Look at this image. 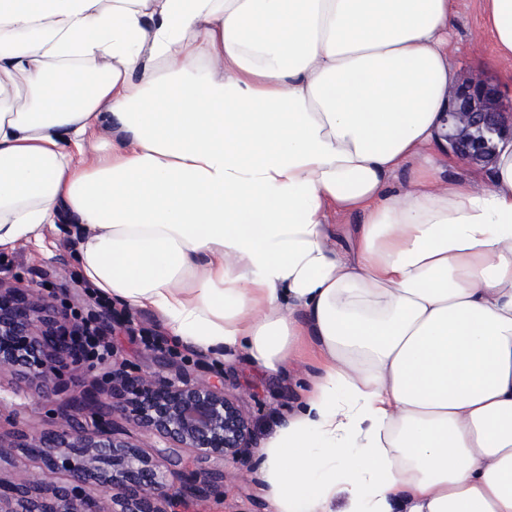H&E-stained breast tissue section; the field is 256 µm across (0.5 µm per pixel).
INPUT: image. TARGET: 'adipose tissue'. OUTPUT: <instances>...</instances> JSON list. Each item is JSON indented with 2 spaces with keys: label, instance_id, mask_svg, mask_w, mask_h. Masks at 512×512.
Returning <instances> with one entry per match:
<instances>
[{
  "label": "adipose tissue",
  "instance_id": "ef3b65f1",
  "mask_svg": "<svg viewBox=\"0 0 512 512\" xmlns=\"http://www.w3.org/2000/svg\"><path fill=\"white\" fill-rule=\"evenodd\" d=\"M484 11L512 61V0ZM454 17L0 0V250L66 221L84 277L174 339L270 372L320 351L263 450L270 512H512V142L441 180Z\"/></svg>",
  "mask_w": 512,
  "mask_h": 512
}]
</instances>
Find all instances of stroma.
<instances>
[{"mask_svg": "<svg viewBox=\"0 0 512 512\" xmlns=\"http://www.w3.org/2000/svg\"><path fill=\"white\" fill-rule=\"evenodd\" d=\"M455 60L462 77L486 74L502 94L512 96V82L503 78V63L496 59V48L487 30L480 0H458L457 15L451 31ZM46 250L21 243L0 251V267L6 268L21 284L37 282L56 295L76 320L98 318L106 335L111 336L115 354L112 360L95 369L67 374V395L83 392L92 380L103 378L113 366L126 364L140 373L183 369L198 379L210 378L215 371L224 373V391L234 398L253 419L256 435L250 451L249 470L224 477L221 496L192 500L171 507L169 512H268L262 483L261 449L281 423L297 408L318 369L317 352L305 347L286 367L271 373L249 362L239 351L216 357L180 348L177 356H163L148 350L140 339L141 330L165 335L162 319L150 310L129 311L113 304L111 315H101L84 289L85 279L76 257L77 242L66 233L63 224H49L43 230ZM44 387L24 382L20 372L0 371V394L17 397L25 408L17 417L0 418V477L11 479L34 473L38 463L13 448L14 425L35 434L48 426L43 411L35 409L32 399L45 395Z\"/></svg>", "mask_w": 512, "mask_h": 512, "instance_id": "35a3bbf8", "label": "stroma"}]
</instances>
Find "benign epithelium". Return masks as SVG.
<instances>
[{
  "label": "benign epithelium",
  "instance_id": "7a95c632",
  "mask_svg": "<svg viewBox=\"0 0 512 512\" xmlns=\"http://www.w3.org/2000/svg\"><path fill=\"white\" fill-rule=\"evenodd\" d=\"M512 105L479 75L453 93L448 148L470 163L492 160L497 141L512 138ZM0 276V370L22 367L56 383L78 363L56 306ZM58 423L38 436L19 432L21 448H42L41 467L61 476L50 496L29 482L0 479V512H102L90 481L112 487V512H167L188 499L222 492L224 468L241 467L252 448L255 426L216 379L198 381L184 372L169 376L119 371L112 389L92 387L52 409ZM131 422L168 448H190L220 468L200 474L175 469L137 444L109 432L115 419Z\"/></svg>",
  "mask_w": 512,
  "mask_h": 512
}]
</instances>
